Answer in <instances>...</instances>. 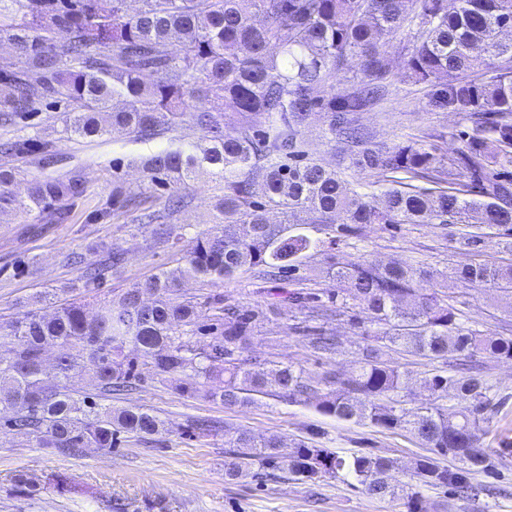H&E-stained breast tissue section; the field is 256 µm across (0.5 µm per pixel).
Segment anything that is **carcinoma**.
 I'll return each mask as SVG.
<instances>
[{
    "mask_svg": "<svg viewBox=\"0 0 512 512\" xmlns=\"http://www.w3.org/2000/svg\"><path fill=\"white\" fill-rule=\"evenodd\" d=\"M0 0V39L9 41L24 66L0 78V117L39 110L29 90L34 78L43 94L66 104V134L102 137L116 130L150 140L187 121L196 136L171 137L139 157L143 183L116 196L136 204L156 185L211 184L214 227L191 238L174 268H162L118 299L103 298L93 314L72 301L46 314L28 310L0 323V413L32 436L38 447L76 453L110 452L119 436L145 438L166 430L165 421L136 406L112 407L99 398L139 380L137 358L182 395L211 379L222 380L212 398L229 406L256 396L312 403L339 421L368 422L405 430L434 456L417 458L410 481L394 483L388 459L341 455L299 440L291 453L277 435L246 429L228 433L224 474L278 479L285 471L314 483L340 473L371 498L401 500L406 512H423L418 488L452 486L462 498L479 489L466 472H453L438 457L453 453L473 471L492 462L477 432L495 411L491 386L477 372L447 374L450 355L481 354L512 360V336L462 327L448 295L435 289L436 275L422 266L379 267L366 259L332 254L367 224H512V179L489 176L490 167L512 165V0ZM407 30L406 77L432 88L438 107L464 113L470 125L462 145L446 158L437 148L408 139L377 145L357 120L391 84L380 53L384 37ZM357 60V81L336 90V74ZM318 87L327 96L317 97ZM217 99L223 109L206 102ZM325 116L323 137L360 174L391 175L383 204L351 188L339 173L309 156L304 134L315 114ZM237 117L229 129L226 116ZM430 179L432 188L414 184ZM17 172L0 167V220L61 224L68 206L87 195L74 172L64 177L31 174L17 193ZM190 203L170 198L134 217L156 224L157 234L178 247L187 227L176 214ZM283 215L274 222L272 211ZM328 230L325 240L299 232L301 215ZM329 253L336 291L323 299L302 282L278 291L267 305L226 303L214 307L211 341L199 348L196 303L184 297L190 280L222 281L247 268L280 280L304 260ZM117 256L86 266L77 287L87 294L104 286ZM460 282H484L512 294V265L470 262L456 268ZM294 305L302 314L288 332L304 337L321 358L333 360L341 343L331 324L345 316L363 329L367 344L359 367L344 377L326 371L306 377L288 361L246 356L257 323ZM402 350L439 364L424 381L427 391L409 406L408 375L384 359ZM60 349L57 382L44 380L43 355ZM89 366L97 393L79 394L70 373ZM460 402L449 410L448 390Z\"/></svg>",
    "mask_w": 512,
    "mask_h": 512,
    "instance_id": "1",
    "label": "carcinoma"
}]
</instances>
